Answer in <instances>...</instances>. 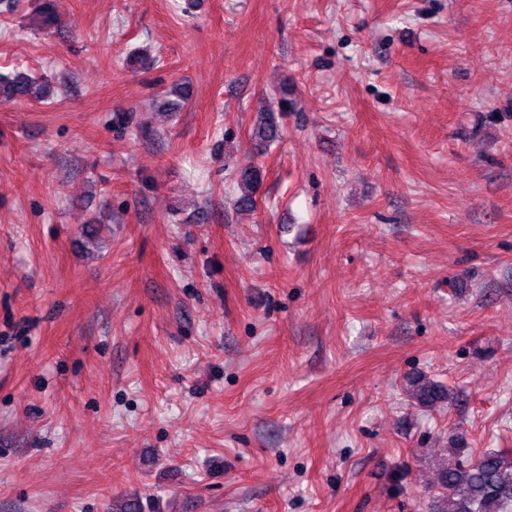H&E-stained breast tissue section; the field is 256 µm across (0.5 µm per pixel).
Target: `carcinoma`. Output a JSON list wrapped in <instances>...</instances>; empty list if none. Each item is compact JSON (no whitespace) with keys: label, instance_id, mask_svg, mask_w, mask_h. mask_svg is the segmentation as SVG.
I'll use <instances>...</instances> for the list:
<instances>
[{"label":"carcinoma","instance_id":"cac0c4a2","mask_svg":"<svg viewBox=\"0 0 512 512\" xmlns=\"http://www.w3.org/2000/svg\"><path fill=\"white\" fill-rule=\"evenodd\" d=\"M191 93L189 83L182 79L172 81L163 92L164 104L176 111ZM51 97L47 82L26 73L0 76V104L16 101L44 103ZM252 135L262 146H269L281 138L282 130L274 111L264 113L253 127ZM259 168L249 165L241 171L239 193L235 205L240 210H252L261 185ZM409 396L422 406H433L449 398L439 384L420 377L408 380ZM466 449L460 441L453 442L448 456L437 473L438 493L434 496L432 512H512V452L507 449H487L465 458Z\"/></svg>","mask_w":512,"mask_h":512}]
</instances>
